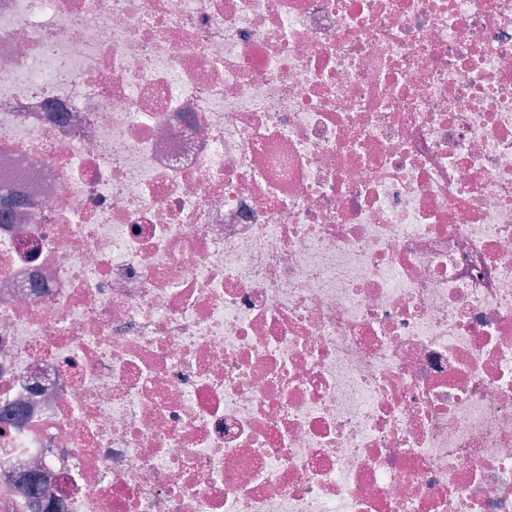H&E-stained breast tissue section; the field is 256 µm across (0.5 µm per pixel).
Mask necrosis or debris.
<instances>
[{
  "instance_id": "4bbe7bcc",
  "label": "necrosis or debris",
  "mask_w": 512,
  "mask_h": 512,
  "mask_svg": "<svg viewBox=\"0 0 512 512\" xmlns=\"http://www.w3.org/2000/svg\"><path fill=\"white\" fill-rule=\"evenodd\" d=\"M0 512H512V0H0Z\"/></svg>"
}]
</instances>
